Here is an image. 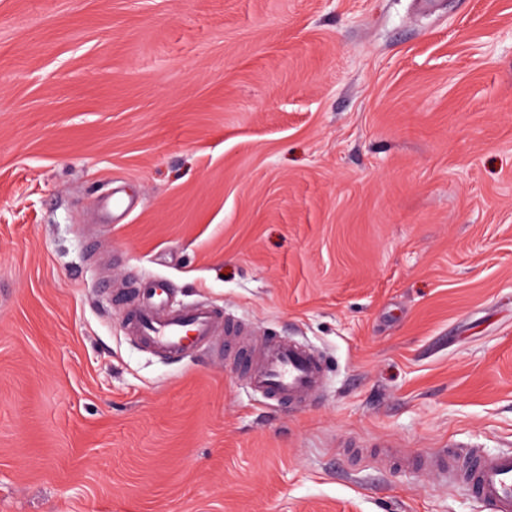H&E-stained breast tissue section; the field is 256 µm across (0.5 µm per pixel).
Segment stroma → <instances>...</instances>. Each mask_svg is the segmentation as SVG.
<instances>
[{
	"instance_id": "35a3bbf8",
	"label": "stroma",
	"mask_w": 512,
	"mask_h": 512,
	"mask_svg": "<svg viewBox=\"0 0 512 512\" xmlns=\"http://www.w3.org/2000/svg\"><path fill=\"white\" fill-rule=\"evenodd\" d=\"M158 279L323 393L131 339ZM451 446L512 451V0H0V512H485ZM247 384L276 405L305 403L325 385L324 364L301 344L269 338L251 359Z\"/></svg>"
}]
</instances>
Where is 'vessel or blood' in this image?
Masks as SVG:
<instances>
[{"label":"vessel or blood","mask_w":512,"mask_h":512,"mask_svg":"<svg viewBox=\"0 0 512 512\" xmlns=\"http://www.w3.org/2000/svg\"><path fill=\"white\" fill-rule=\"evenodd\" d=\"M165 281L139 292L137 308L128 313V333L166 355L186 357L226 336H242L249 325L226 319L208 305L176 308L168 304ZM248 386L278 405L301 404L325 385L321 358L305 346L277 338L262 344L251 361ZM448 451L403 457L402 465L434 472L449 482L465 481L488 512H512V452L487 454L469 449L449 462Z\"/></svg>","instance_id":"obj_1"}]
</instances>
